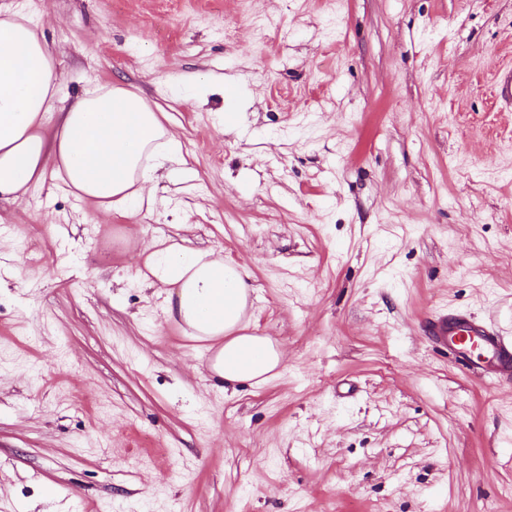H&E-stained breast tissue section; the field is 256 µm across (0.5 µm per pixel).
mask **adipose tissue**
Segmentation results:
<instances>
[{
  "label": "adipose tissue",
  "instance_id": "obj_1",
  "mask_svg": "<svg viewBox=\"0 0 512 512\" xmlns=\"http://www.w3.org/2000/svg\"><path fill=\"white\" fill-rule=\"evenodd\" d=\"M161 157L179 160L178 141L139 94L106 84L68 100L43 37L21 16L0 17V200H21L51 178L124 214L156 192ZM142 253L138 279L163 288L168 318L207 343L214 377L227 386L276 377L283 353L246 318L242 266L172 239Z\"/></svg>",
  "mask_w": 512,
  "mask_h": 512
}]
</instances>
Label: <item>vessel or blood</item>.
Listing matches in <instances>:
<instances>
[{"mask_svg": "<svg viewBox=\"0 0 512 512\" xmlns=\"http://www.w3.org/2000/svg\"><path fill=\"white\" fill-rule=\"evenodd\" d=\"M428 333L434 344L452 347L469 371L482 373L491 365L499 377L512 378V336L502 335L491 323L453 312L431 320Z\"/></svg>", "mask_w": 512, "mask_h": 512, "instance_id": "obj_1", "label": "vessel or blood"}]
</instances>
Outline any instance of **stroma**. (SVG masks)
Wrapping results in <instances>:
<instances>
[{"instance_id": "35a3bbf8", "label": "stroma", "mask_w": 512, "mask_h": 512, "mask_svg": "<svg viewBox=\"0 0 512 512\" xmlns=\"http://www.w3.org/2000/svg\"><path fill=\"white\" fill-rule=\"evenodd\" d=\"M4 11L69 97L137 92L184 160L137 214L51 180L0 201V512H512V383L423 331L460 308L512 336V0ZM165 237L249 273L277 378H212L136 277Z\"/></svg>"}]
</instances>
